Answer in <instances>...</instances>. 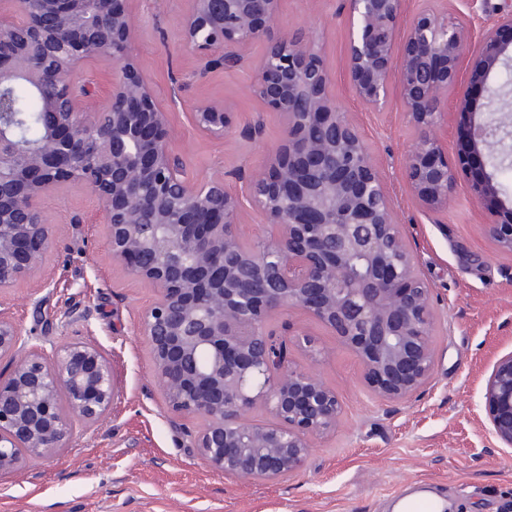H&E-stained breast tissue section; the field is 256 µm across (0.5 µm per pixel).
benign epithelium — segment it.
Instances as JSON below:
<instances>
[{
  "instance_id": "obj_1",
  "label": "benign epithelium",
  "mask_w": 512,
  "mask_h": 512,
  "mask_svg": "<svg viewBox=\"0 0 512 512\" xmlns=\"http://www.w3.org/2000/svg\"><path fill=\"white\" fill-rule=\"evenodd\" d=\"M125 0H0V94L28 80L44 101L43 135L16 133L0 111V294L33 277L56 240L38 200L81 184L105 213L112 260L155 288L144 311L155 380L170 410L200 418L199 458L228 477L274 484L298 473L312 439L336 430L342 405L313 372L288 362L267 320L303 308L360 358L381 399H405L430 377L432 288L410 249L380 161L336 105L333 76L312 37L287 32L254 65L252 94L281 119L267 163L248 179V201L270 232L252 242L238 229L243 197L224 177L191 178L170 145L169 113L155 102L131 54L134 20ZM281 0H191L184 48L204 61L200 75L236 70L245 50L273 30ZM349 26L344 77L353 99L381 111L398 99L414 129L404 176L425 209L448 207L459 174L480 205L485 233L512 252V207L489 160H512V119L499 108L505 86H472L474 75L512 67V3L499 8L478 47L448 16L404 0H342ZM38 49L47 66L32 64ZM113 64L101 106L76 94L89 59ZM470 117L448 156V113ZM197 129L224 138L234 113L216 99L196 104ZM180 205L172 211L170 199ZM0 475L60 454L76 426L90 429L112 409V365L84 341L47 352L27 344L0 309ZM485 398L493 434L512 445V354L501 357ZM261 403L270 419L252 423Z\"/></svg>"
}]
</instances>
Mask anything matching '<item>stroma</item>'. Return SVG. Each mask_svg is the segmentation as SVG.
Segmentation results:
<instances>
[{
	"mask_svg": "<svg viewBox=\"0 0 512 512\" xmlns=\"http://www.w3.org/2000/svg\"><path fill=\"white\" fill-rule=\"evenodd\" d=\"M501 0H406L431 6L463 25L495 21ZM188 0H128L140 60L157 102L170 114L171 146L190 176L220 173L244 194L281 134L277 114L250 93L247 65L200 74L182 45ZM341 0H282L275 33L314 32L334 73L337 105L357 123L382 161L398 222L433 290L435 365L428 382L403 400L370 391L356 355L337 336L291 308L268 319L280 336L306 335L324 350L313 361L298 343L288 359L313 370L338 394L335 433L313 441L305 468L273 485L212 471L192 446L200 419L170 412L157 387L140 317L154 288L127 278L113 263L104 215L94 195L70 186L40 199L59 233L39 289L28 279L0 297L23 334L44 346L79 339L112 362L115 398L98 426L77 430L59 456L0 477V512H392L401 491L428 490L454 512H512V447L491 433L484 393L494 363L512 353V253L485 234L480 211L458 181L447 209L429 212L412 197L402 167L413 137L400 105L369 112L353 102L342 78L347 29ZM204 99L224 100L236 117L224 139L201 134L191 112Z\"/></svg>",
	"mask_w": 512,
	"mask_h": 512,
	"instance_id": "obj_1",
	"label": "stroma"
}]
</instances>
